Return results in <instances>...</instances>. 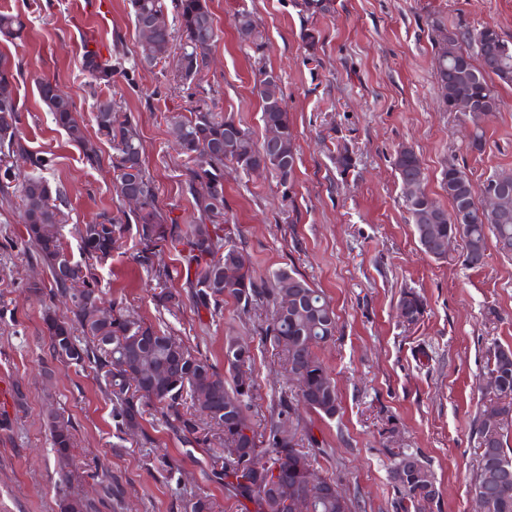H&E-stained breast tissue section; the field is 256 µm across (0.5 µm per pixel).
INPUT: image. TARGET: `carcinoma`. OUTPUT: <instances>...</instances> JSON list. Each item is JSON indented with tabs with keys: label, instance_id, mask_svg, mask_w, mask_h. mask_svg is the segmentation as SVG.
Returning <instances> with one entry per match:
<instances>
[{
	"label": "carcinoma",
	"instance_id": "cac0c4a2",
	"mask_svg": "<svg viewBox=\"0 0 512 512\" xmlns=\"http://www.w3.org/2000/svg\"><path fill=\"white\" fill-rule=\"evenodd\" d=\"M134 26L154 16L164 15L162 0H130ZM177 13L172 26L153 30L149 45H141L140 62L156 67L171 56L174 43H179L175 72L183 84L201 87L208 68L210 51L217 41L210 0H177ZM237 34L240 42L258 61L265 54V40L248 12L239 13ZM25 23L17 14L0 13V36L18 39ZM474 41L479 63L462 47ZM83 70L91 78L90 87L112 82L116 71L112 59L95 50H87L82 59ZM436 72L446 106L458 97L457 86L462 74L468 75L465 95L473 101L479 122L497 110V96L489 77L494 75L504 84H512V46L499 32L485 26L475 35L448 32V49L437 54ZM266 67L258 68L255 84L261 104L262 122L280 135L282 155L274 154L265 143H256L248 129L231 116L213 110L201 96L187 109L189 115L170 119V133L180 154L185 157V180L193 194L198 213L195 223L181 227L159 205L154 178L145 166L141 135L137 125L125 114L117 112L110 98L96 101L97 133L112 146L109 157L113 180L119 195L128 189L138 193L140 209L134 213L139 249L136 262L154 271L159 306L171 311L182 307V294L168 288L167 283L178 269L154 268L156 250L169 247L186 251L183 264L194 270L188 280L189 301L196 311L215 315L224 299L231 298L244 312L262 305L270 310L271 321L260 341L286 355L290 373L304 381L299 400L322 418L334 417L340 409L336 386L314 348L336 334V313L323 293L312 287L295 268L280 270L269 286L253 275L250 259L244 250L220 235L222 225L229 223L224 189V166L231 163L249 174L261 169L277 180L283 198H292L297 170L294 148L296 134L286 107L281 80L264 78ZM21 75L20 63L0 54V200L15 202L21 209L27 240L37 257L47 265L51 281H34L28 288L48 301L62 296L67 300L66 314L60 316L48 305L43 321L53 355L77 368L90 367L112 396L121 426L135 429L143 419L144 406L159 409L166 424L187 438L198 434L200 424L216 430L224 442L222 454L213 463H221L214 475L224 481L230 497L247 501L253 512H296L295 500L288 496V481L293 475L274 470L285 465L284 459L299 455L310 466L305 452L297 448L295 435L284 430L280 418L270 417L266 433L255 429L250 408L256 390L249 345L229 335L224 340V367L227 376L217 373L200 354L179 338L158 330L142 320H132L121 309L101 316L102 292L93 277L92 268L112 257L125 234L128 217L120 211L105 213L100 221L84 224L79 229L82 258L74 259L66 250L59 232L66 223L62 209V191L51 183L46 171L53 159L46 152L33 151L19 134V104L15 88ZM39 95L51 113L55 126L64 131L69 142L83 154L87 163L98 165L101 156L86 127L77 119L75 101L61 92L57 84L44 80ZM400 182L422 173V163L409 147L400 148L394 158ZM443 186L448 188L451 209L443 208L424 188L404 199L416 238H421V214L436 211L443 215L438 224L430 225L433 239L448 238V231L459 234L463 241L462 262L472 268L485 263L488 235L495 247H512V198L501 205L497 215L479 213L476 200L495 177L481 186L473 184L464 168L452 166L442 172ZM292 292L296 300L286 308L277 307L278 295ZM399 317L407 325L417 324L426 313V301L418 292H403L398 303ZM79 327L85 336L74 335ZM487 368L499 375L500 385L491 399L492 411L500 417L499 427H487L484 416L475 424L479 448L476 478L472 490L487 497L488 512H512V454L504 448L508 427L512 426V347L494 346L488 351ZM52 448L67 477L66 467L74 448L72 423L64 414L48 416ZM411 452L394 453L392 480L404 503L405 512H430L439 495L429 467L416 470L408 462ZM306 512H353L352 502L342 508L336 499L321 492L306 500Z\"/></svg>",
	"mask_w": 512,
	"mask_h": 512
}]
</instances>
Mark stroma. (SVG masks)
<instances>
[{"label":"stroma","mask_w":512,"mask_h":512,"mask_svg":"<svg viewBox=\"0 0 512 512\" xmlns=\"http://www.w3.org/2000/svg\"><path fill=\"white\" fill-rule=\"evenodd\" d=\"M301 2L212 0L218 39L203 80L216 111L262 138L256 65L234 28L237 13H251L267 41L264 63L282 81L298 167L289 207L270 176L226 168L234 238L257 278L272 281L289 267L305 275L330 300L338 324L334 339L316 354L336 384L339 412L325 419L299 406L285 427L317 475L335 478L359 502V512H403L390 474L397 448L417 452L433 473L440 497L432 512H475L474 426L488 404L487 350L512 346V256L492 246L485 264L470 268L455 252L444 260L425 255L408 221L393 160L399 146L413 147L427 192L444 207L449 201L441 172L448 164L464 167L477 185L512 171V85L496 83L497 110L478 125L483 146L473 150L467 143L477 125L469 115L447 110L434 64L444 30L474 33L490 25L512 43V0H323L314 14L304 12ZM0 11L20 14L27 24L23 39L0 38V52L22 65L16 94L25 139L54 156L47 176L64 192L66 249L79 254L81 225L126 204L107 162L110 143L98 139L102 162L89 165L41 101L43 79L69 93L91 133L97 130L96 97L113 99L140 130L161 208L179 224L193 223L184 159L167 127L172 114L189 107V92L175 81L171 65L140 64L128 0H0ZM312 28L320 34L313 55L302 42ZM87 48L122 56L111 85L94 96L82 68ZM340 142L355 160L344 174L335 161ZM137 249L134 231H127L111 260L96 266L105 302L182 338L219 371L227 334L249 342L257 382L253 420L263 423L281 392H296L284 355L259 342L264 310L245 314L230 299L214 316L188 303L170 312L158 308L156 283L136 263ZM31 253L18 209L0 203V381L8 380L13 390L8 407L0 409V512H59L64 493L86 501L88 512H184L188 500L205 494L215 512H241L210 476L217 440L185 439L152 410L141 430L121 432L93 369L53 356L44 301L28 288L49 281L50 272ZM409 288L428 304L412 326L397 313ZM50 407L74 425L65 484L46 426ZM165 458L173 471L163 470Z\"/></svg>","instance_id":"35a3bbf8"}]
</instances>
